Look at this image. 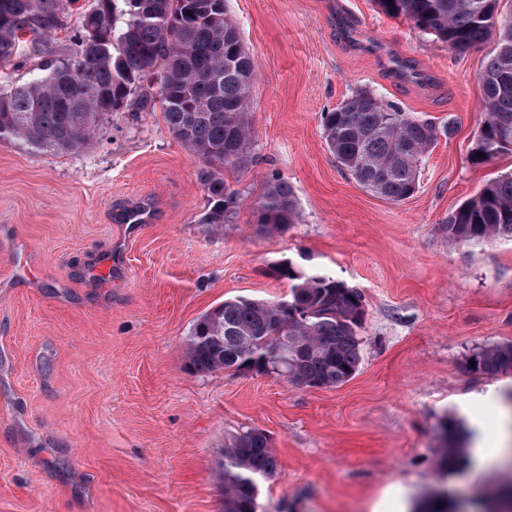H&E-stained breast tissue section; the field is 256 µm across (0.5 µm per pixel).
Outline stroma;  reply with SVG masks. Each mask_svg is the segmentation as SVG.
<instances>
[{"mask_svg":"<svg viewBox=\"0 0 512 512\" xmlns=\"http://www.w3.org/2000/svg\"><path fill=\"white\" fill-rule=\"evenodd\" d=\"M257 66L246 167L221 230L198 159L169 131L145 80L73 152L0 140V512H224L232 434H267L279 467L258 512H401L454 484L459 512L512 479L489 465L445 473L443 422L500 415L508 375L470 371L474 349L512 342V240H450L448 213L512 154L476 165L478 74L491 44L449 50L374 0H228ZM433 122L413 196L391 202L337 166L322 115L353 92ZM300 221L255 233L270 175ZM150 211L126 222L125 206ZM290 260L357 288L361 365L308 388L273 374L201 375L184 339L224 299H285L270 265Z\"/></svg>","mask_w":512,"mask_h":512,"instance_id":"1","label":"stroma"}]
</instances>
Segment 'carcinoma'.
Segmentation results:
<instances>
[{"label":"carcinoma","mask_w":512,"mask_h":512,"mask_svg":"<svg viewBox=\"0 0 512 512\" xmlns=\"http://www.w3.org/2000/svg\"><path fill=\"white\" fill-rule=\"evenodd\" d=\"M227 0H97L72 35L73 53L57 56L45 39L62 26L61 0H0V63L18 58L30 37L38 59L28 82L0 88V140L39 150L71 152L86 145L109 111L122 110L145 79H158L159 102L170 132L196 158L208 209L204 222H230L239 193L222 176L250 158L248 101L256 66ZM449 49L463 53L495 42L481 71L483 121L472 162L512 153V9L501 0H375ZM323 135L336 163L375 195L393 202L412 196L420 165L437 140L436 126L359 91L323 117ZM293 187L273 175L257 204L256 230L284 233L297 223ZM448 238L492 242L512 238V172L488 181L472 199L448 214ZM273 274L291 282V297L227 298L201 315L185 339L186 365L206 375L259 369L269 349L288 337L278 358L280 373L299 386L337 387L361 364L358 329L361 293L342 281L306 274L289 261ZM306 311L301 320L292 310ZM473 372L512 374V343L474 351ZM446 448L439 466L463 460L464 439L453 424L442 427ZM279 464L269 437L258 430L232 436L224 448V512H257L258 484ZM419 512H448V492L428 498Z\"/></svg>","instance_id":"cac0c4a2"}]
</instances>
